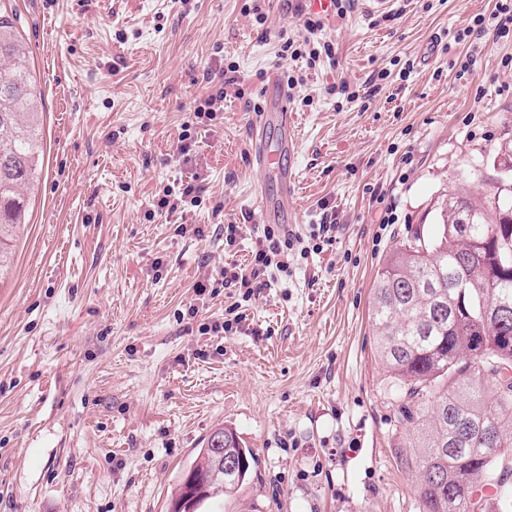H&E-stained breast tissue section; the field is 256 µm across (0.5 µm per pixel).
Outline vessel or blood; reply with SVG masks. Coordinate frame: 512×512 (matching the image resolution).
Listing matches in <instances>:
<instances>
[{"mask_svg": "<svg viewBox=\"0 0 512 512\" xmlns=\"http://www.w3.org/2000/svg\"><path fill=\"white\" fill-rule=\"evenodd\" d=\"M263 97L265 106L253 118L249 150L253 167L275 185L274 192L263 198L261 220L284 224L296 208L293 158L297 138L289 93L277 71L268 72Z\"/></svg>", "mask_w": 512, "mask_h": 512, "instance_id": "vessel-or-blood-1", "label": "vessel or blood"}]
</instances>
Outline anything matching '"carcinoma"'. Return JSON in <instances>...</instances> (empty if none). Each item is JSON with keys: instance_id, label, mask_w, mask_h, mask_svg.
I'll return each mask as SVG.
<instances>
[{"instance_id": "1", "label": "carcinoma", "mask_w": 512, "mask_h": 512, "mask_svg": "<svg viewBox=\"0 0 512 512\" xmlns=\"http://www.w3.org/2000/svg\"><path fill=\"white\" fill-rule=\"evenodd\" d=\"M42 97L16 14L0 5V273L28 223L29 185L42 160ZM436 234L399 245L379 267L371 319L377 353L398 390L396 422L414 449L418 512H484L473 489L512 481V185L474 200L455 191L439 206ZM224 460L200 449L188 508L234 492L252 451L218 427Z\"/></svg>"}]
</instances>
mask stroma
I'll return each instance as SVG.
<instances>
[{
    "label": "stroma",
    "instance_id": "35a3bbf8",
    "mask_svg": "<svg viewBox=\"0 0 512 512\" xmlns=\"http://www.w3.org/2000/svg\"><path fill=\"white\" fill-rule=\"evenodd\" d=\"M245 2L6 0L45 114L31 221L0 276V512H168L220 426L255 461L203 512H417L370 292L399 242L435 232L444 194L497 183L512 39L494 37L496 0H395L392 20L353 0L321 16L332 55L311 69L265 37L304 40L302 0H266L262 25ZM477 17L480 50L454 43ZM220 61L237 67L224 110L195 122ZM272 69L300 79L294 222L308 234L328 207L338 232L246 302L219 280L261 226L268 180L248 147ZM192 178L202 204L158 212ZM229 223L243 232L228 248ZM204 277L218 287L196 295ZM235 306L236 332L206 331Z\"/></svg>",
    "mask_w": 512,
    "mask_h": 512
}]
</instances>
